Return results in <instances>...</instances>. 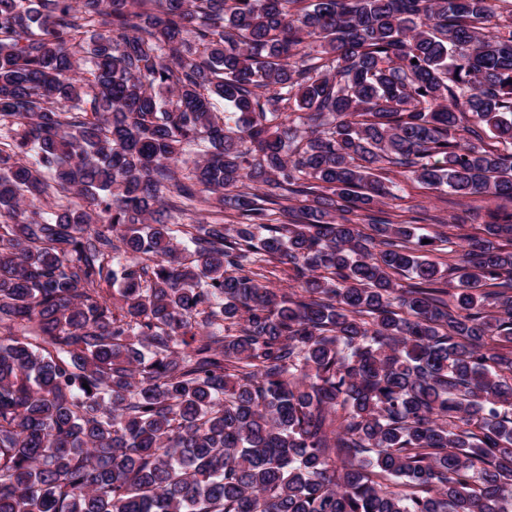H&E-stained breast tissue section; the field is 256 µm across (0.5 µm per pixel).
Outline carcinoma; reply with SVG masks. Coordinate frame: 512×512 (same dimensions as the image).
<instances>
[{
	"label": "carcinoma",
	"mask_w": 512,
	"mask_h": 512,
	"mask_svg": "<svg viewBox=\"0 0 512 512\" xmlns=\"http://www.w3.org/2000/svg\"><path fill=\"white\" fill-rule=\"evenodd\" d=\"M394 168L512 202V0H0V512H512V210ZM393 184L388 186L391 188L395 198L387 199V205L382 208L386 211L405 212L404 215H415L408 213V211H427L430 214H437L443 217L447 226L438 228L437 224H431L430 221H417L414 223L418 227L419 233L433 234L436 230H443L450 232L458 236L462 235H477L479 233V225L477 223L462 224L461 226L450 227L448 229V222H451V217L455 215H463L462 208H458L455 205L458 198L457 196L447 192H439L434 189L424 188L422 185L412 180L406 179L405 177L397 174H391ZM422 206L424 209H420L417 206Z\"/></svg>",
	"instance_id": "1"
}]
</instances>
